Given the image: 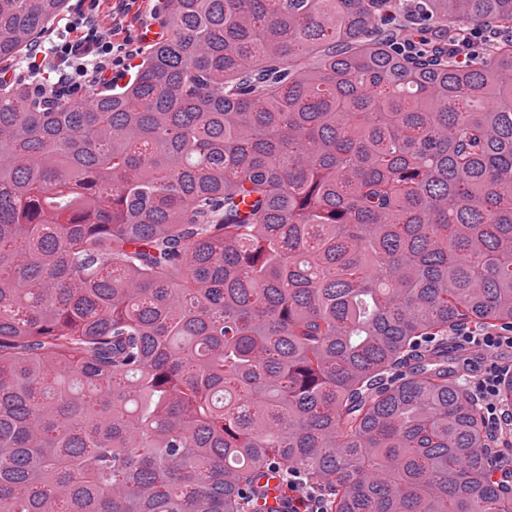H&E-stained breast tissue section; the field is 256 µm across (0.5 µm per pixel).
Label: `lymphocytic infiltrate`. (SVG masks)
I'll list each match as a JSON object with an SVG mask.
<instances>
[{
  "label": "lymphocytic infiltrate",
  "mask_w": 512,
  "mask_h": 512,
  "mask_svg": "<svg viewBox=\"0 0 512 512\" xmlns=\"http://www.w3.org/2000/svg\"><path fill=\"white\" fill-rule=\"evenodd\" d=\"M100 2L86 0L85 7L70 15L56 39L34 41L27 49L28 74H37L46 66L56 71L58 80L52 88L56 96L72 95L119 73L128 60L143 51L139 42L123 34L129 0H118L113 5L108 26L100 21ZM448 338L456 347L477 351L487 358L486 368L474 378L469 392L482 405L489 439L512 444V411L498 402L499 385L512 374V361L505 359L512 352V328L460 323L449 331ZM282 493L286 512H328L325 492L307 483L295 470H288Z\"/></svg>",
  "instance_id": "f902f5d3"
}]
</instances>
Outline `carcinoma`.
<instances>
[{
    "instance_id": "obj_1",
    "label": "carcinoma",
    "mask_w": 512,
    "mask_h": 512,
    "mask_svg": "<svg viewBox=\"0 0 512 512\" xmlns=\"http://www.w3.org/2000/svg\"><path fill=\"white\" fill-rule=\"evenodd\" d=\"M0 512H512L458 323L512 326V0H164L87 99L6 79ZM407 28L424 42L401 53ZM281 488L286 512H328L325 492L307 483L290 467Z\"/></svg>"
}]
</instances>
